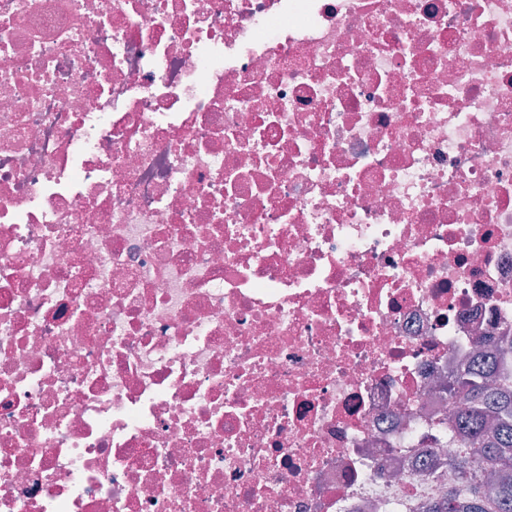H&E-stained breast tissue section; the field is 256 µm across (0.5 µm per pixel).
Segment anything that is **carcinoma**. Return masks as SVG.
<instances>
[{
  "instance_id": "carcinoma-1",
  "label": "carcinoma",
  "mask_w": 512,
  "mask_h": 512,
  "mask_svg": "<svg viewBox=\"0 0 512 512\" xmlns=\"http://www.w3.org/2000/svg\"><path fill=\"white\" fill-rule=\"evenodd\" d=\"M456 483L426 512H512V373L486 361L448 381Z\"/></svg>"
}]
</instances>
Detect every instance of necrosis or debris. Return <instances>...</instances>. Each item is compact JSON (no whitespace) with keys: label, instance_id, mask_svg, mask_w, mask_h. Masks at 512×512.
Here are the masks:
<instances>
[{"label":"necrosis or debris","instance_id":"4bbe7bcc","mask_svg":"<svg viewBox=\"0 0 512 512\" xmlns=\"http://www.w3.org/2000/svg\"><path fill=\"white\" fill-rule=\"evenodd\" d=\"M512 336V0H0V512H421Z\"/></svg>","mask_w":512,"mask_h":512}]
</instances>
